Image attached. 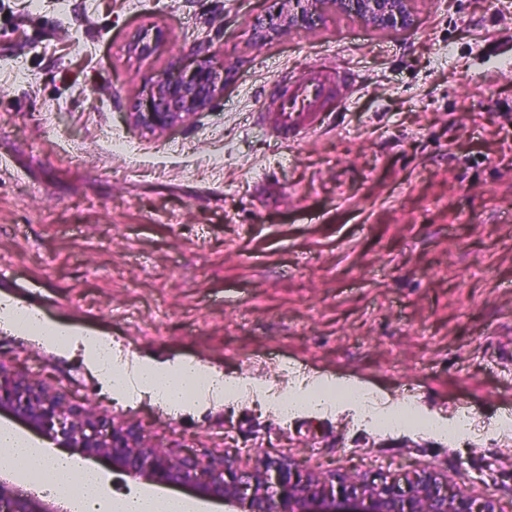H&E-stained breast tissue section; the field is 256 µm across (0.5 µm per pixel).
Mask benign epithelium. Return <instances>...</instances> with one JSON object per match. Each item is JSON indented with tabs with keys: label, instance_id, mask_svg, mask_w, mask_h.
<instances>
[{
	"label": "benign epithelium",
	"instance_id": "7a95c632",
	"mask_svg": "<svg viewBox=\"0 0 512 512\" xmlns=\"http://www.w3.org/2000/svg\"><path fill=\"white\" fill-rule=\"evenodd\" d=\"M310 0H284L281 11L258 18L261 40L295 27H310L317 17ZM339 12H354L369 25L402 31L414 17L410 0H328ZM229 72L216 69L209 50L195 54L193 68L151 78L145 109L130 121L149 131L184 123L209 107L224 91ZM0 415H7L60 448L83 459L103 458L134 480L192 494L198 503L221 505L224 512H505L499 502L474 496L464 484H450L433 472L404 482H378L360 476L319 477L286 459L257 456L243 471L229 458L181 454L155 448L132 428L117 427L89 409L68 402L38 382L18 378L0 364ZM0 512H70L21 488L0 472Z\"/></svg>",
	"mask_w": 512,
	"mask_h": 512
}]
</instances>
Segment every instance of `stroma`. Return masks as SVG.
<instances>
[{
  "instance_id": "stroma-1",
  "label": "stroma",
  "mask_w": 512,
  "mask_h": 512,
  "mask_svg": "<svg viewBox=\"0 0 512 512\" xmlns=\"http://www.w3.org/2000/svg\"><path fill=\"white\" fill-rule=\"evenodd\" d=\"M283 0H0V299L112 339L127 364L195 360L291 390L355 379L385 405L480 423L448 441L353 412L279 419L240 396L174 414L112 397L83 350L0 327V364L156 447L324 475L433 472L512 504V0H412L377 30L318 22L257 43ZM160 35L141 56L131 43ZM209 46L222 97L150 133L128 114ZM342 62L333 123L269 139L252 104L283 70Z\"/></svg>"
}]
</instances>
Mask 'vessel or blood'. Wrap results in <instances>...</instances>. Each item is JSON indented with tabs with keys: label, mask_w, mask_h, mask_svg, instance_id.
I'll use <instances>...</instances> for the list:
<instances>
[{
	"label": "vessel or blood",
	"mask_w": 512,
	"mask_h": 512,
	"mask_svg": "<svg viewBox=\"0 0 512 512\" xmlns=\"http://www.w3.org/2000/svg\"><path fill=\"white\" fill-rule=\"evenodd\" d=\"M280 84L278 93L259 97L254 110L271 137L295 142L318 130L329 113L345 104L356 78L340 64H315L299 77L281 78Z\"/></svg>",
	"instance_id": "vessel-or-blood-1"
}]
</instances>
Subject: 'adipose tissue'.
Listing matches in <instances>:
<instances>
[{
    "mask_svg": "<svg viewBox=\"0 0 512 512\" xmlns=\"http://www.w3.org/2000/svg\"><path fill=\"white\" fill-rule=\"evenodd\" d=\"M0 326L22 330L58 349H83L90 368L106 380L114 397L147 396L174 413L233 395L238 386L236 379L199 361L159 363L143 358L134 367H126L115 360L111 339L51 321L37 310L11 300H0ZM364 391L363 385L352 380L300 378L285 405L292 413H321L339 404L352 408ZM0 447L7 451V466L20 477L41 480L51 494L76 498L85 512H199L196 503L146 491L112 496L99 473L75 468L73 460L66 456H47L43 449L6 426L0 427Z\"/></svg>",
    "mask_w": 512,
    "mask_h": 512,
    "instance_id": "ef3b65f1",
    "label": "adipose tissue"
}]
</instances>
